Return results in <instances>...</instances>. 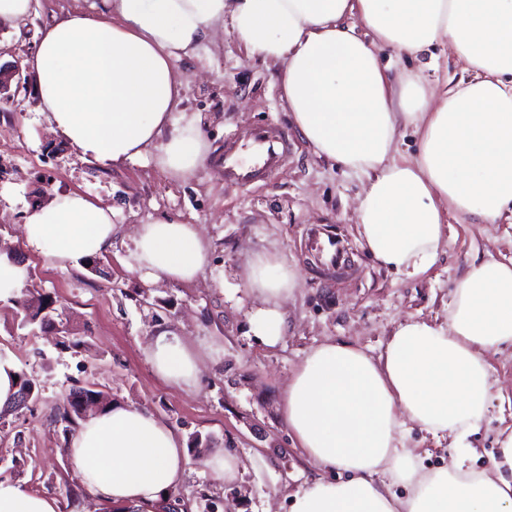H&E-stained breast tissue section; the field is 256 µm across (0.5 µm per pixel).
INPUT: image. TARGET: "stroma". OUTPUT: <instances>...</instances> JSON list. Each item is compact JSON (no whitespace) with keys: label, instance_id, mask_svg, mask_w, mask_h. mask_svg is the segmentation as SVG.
I'll return each instance as SVG.
<instances>
[{"label":"stroma","instance_id":"stroma-1","mask_svg":"<svg viewBox=\"0 0 512 512\" xmlns=\"http://www.w3.org/2000/svg\"><path fill=\"white\" fill-rule=\"evenodd\" d=\"M92 2L33 0L20 25L0 22V66L25 60L52 15L87 11ZM176 68L186 80L179 109L199 119L213 154L223 152L226 135L258 124L287 134L288 158L265 183L246 190L225 184L210 162L195 178L177 181L149 159L112 166L85 158L51 131L34 91L13 102L0 98V248L27 265L26 288L49 295L63 324L62 332L45 335L20 326L14 303H0V355L39 388L36 403L0 419V479L54 497L59 512L98 508L72 466L64 425L54 419L75 385L145 408L177 431L193 463L168 497L185 512H286V495L315 473L281 412L288 378L310 349L333 340L379 356L405 317L445 320L471 256L512 258V222L469 224L452 216L443 250L427 272L408 277L377 267L357 234L365 177L318 158L296 134L275 65L248 56L220 28ZM71 192L113 208L121 226L94 269L54 265L23 238L28 205ZM158 218L199 225L207 237L211 265L195 283L151 282L129 270L137 225ZM311 224L349 241L353 274L320 269L305 246ZM262 253L278 254L299 274L286 303L288 334L273 348L252 336L248 322L254 299L247 263ZM162 331L211 346L197 387L178 389L155 374L149 347ZM487 360L497 390L472 438L482 466L497 454L501 432L512 430V346ZM404 446L428 468L451 460L447 437L415 428ZM224 449L242 461L232 485L216 482L205 465Z\"/></svg>","mask_w":512,"mask_h":512}]
</instances>
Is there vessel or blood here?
Wrapping results in <instances>:
<instances>
[{
  "mask_svg": "<svg viewBox=\"0 0 512 512\" xmlns=\"http://www.w3.org/2000/svg\"><path fill=\"white\" fill-rule=\"evenodd\" d=\"M288 137L272 125L254 128L247 136H231L224 141L218 164L226 183L248 188L267 179L284 160ZM305 239L316 261L325 269L340 271L349 268L352 254L345 241L324 228H307Z\"/></svg>",
  "mask_w": 512,
  "mask_h": 512,
  "instance_id": "b4317fda",
  "label": "vessel or blood"
}]
</instances>
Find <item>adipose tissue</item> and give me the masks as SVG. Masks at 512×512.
<instances>
[{"label":"adipose tissue","mask_w":512,"mask_h":512,"mask_svg":"<svg viewBox=\"0 0 512 512\" xmlns=\"http://www.w3.org/2000/svg\"><path fill=\"white\" fill-rule=\"evenodd\" d=\"M230 24L254 57L278 64L292 125L315 154L365 175L357 232L375 262L415 276L446 241L449 215L472 224L512 216V0H101L45 25L28 64L55 134L81 156L120 165L153 155L168 177L193 178L211 146L178 113L176 59ZM365 26L372 40L357 28ZM449 47L455 83L391 71L384 51L416 57ZM413 130L417 152L397 155ZM113 210L74 192L27 208L28 248L80 265L108 253ZM131 269L191 284L210 264L196 225H140ZM247 283L255 338L277 346L298 287L279 255L254 256ZM512 345V262L477 259L456 282L445 321L401 320L379 357L322 342L293 371L282 415L316 469L289 512H512V432L487 468L469 438L494 389L487 352ZM149 358L165 383L195 388L200 355L170 332ZM453 438V463L424 470L398 441L411 428ZM68 454L101 512H157L191 459L155 414L115 404L80 421ZM406 489L398 496L396 487ZM0 512H58L57 502L0 480Z\"/></svg>","instance_id":"1"}]
</instances>
